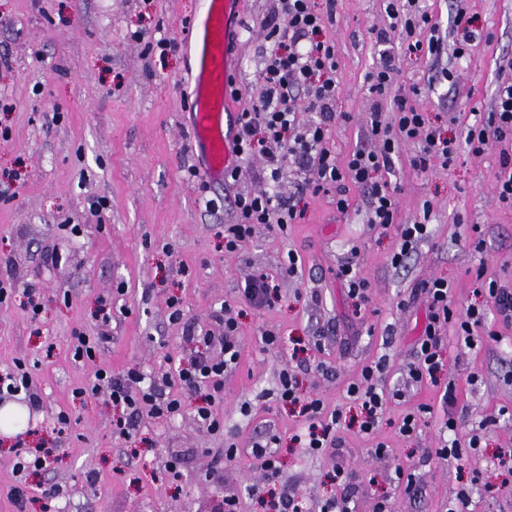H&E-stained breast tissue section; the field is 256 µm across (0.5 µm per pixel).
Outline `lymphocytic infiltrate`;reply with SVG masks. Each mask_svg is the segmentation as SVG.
<instances>
[{
    "instance_id": "1",
    "label": "lymphocytic infiltrate",
    "mask_w": 512,
    "mask_h": 512,
    "mask_svg": "<svg viewBox=\"0 0 512 512\" xmlns=\"http://www.w3.org/2000/svg\"><path fill=\"white\" fill-rule=\"evenodd\" d=\"M388 26L375 29V42L381 47L379 60L364 75V84L373 99L366 121L373 148L357 149L346 158H338L330 145V132L349 123L351 113L340 112L336 102L341 89L336 79L339 64L334 42L322 39L325 24L336 17V0H325L324 10H315L311 0H277L264 20V66L259 74V86L254 98L245 103L237 114L235 150L237 156H260L265 163L269 189L258 193L240 194L235 202L237 220L227 225L224 251L239 253L249 242L253 228L268 225L286 231L288 225L302 217L297 202L307 193L332 197L338 212H347L350 200L347 183L363 188L366 194L368 223L389 228L397 226L399 244L390 263L400 266L410 253L430 237L428 226L433 205L424 201L422 211L410 223L397 224L399 184L388 181L396 159L403 156L405 147H413L407 156L410 167L426 171L432 163L449 168L455 161L459 146L469 154L479 156L490 147H497L500 170L497 189L502 200L512 202V79L499 81L492 112L469 125L464 141L443 136L440 125L432 123L427 113L414 106L410 98L397 91L399 75L395 55L389 44L401 39L409 54L419 59L439 56L444 48L437 26L417 0H386ZM305 90L306 103L298 105L296 90ZM311 112V120H301V112ZM298 164L307 176L295 182L291 193L279 190L278 184L288 164ZM475 292L486 302L485 307L470 306L460 311L453 306L452 286L446 278L434 277L421 286L427 302L424 328L414 345V356L408 365L407 380L415 385L425 383L438 387L442 405L453 406L457 399L454 382H441L448 361L443 355L448 331L472 337L483 330L485 338L499 340V330L484 327L485 309L493 307L503 327H512V289L487 277L485 267L473 273ZM215 322L221 334L205 332L191 335L196 355L188 364L178 365L166 374L161 383L147 382L143 371L136 366L114 375L107 369H97L96 386L108 389L117 413L112 420L114 435L128 438L138 427L141 418L168 420L193 411L195 419L212 433L224 429V420L217 407L222 401L224 378L240 361L237 340L238 322L225 313H217ZM219 347L220 356H211L212 347ZM386 358L364 366L346 389L349 400L361 415L359 430L375 434L383 422L389 402L401 400L402 389H383L382 375ZM279 400L296 410L303 427L294 435V442L315 452L337 447L338 432L346 421L341 409L327 410L321 398H305L298 391V379L290 368L278 375ZM208 392L201 405L190 406L189 392L200 384ZM460 425L448 418L442 425L433 455L443 461H461L476 455L481 437L472 434L460 440ZM263 512H355V502L348 495L326 499L317 508L307 500L293 497L289 501L275 495L258 498Z\"/></svg>"
}]
</instances>
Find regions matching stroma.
Returning a JSON list of instances; mask_svg holds the SVG:
<instances>
[{"mask_svg":"<svg viewBox=\"0 0 512 512\" xmlns=\"http://www.w3.org/2000/svg\"><path fill=\"white\" fill-rule=\"evenodd\" d=\"M439 28L445 48L422 62L397 53L403 93L419 87L414 102L432 117L455 116L450 136L463 138L477 115L491 111L499 67L512 59V0H420ZM385 0H337L336 18L323 35L336 44L340 112L350 123L334 128L330 145L338 157L371 145L365 120L372 100L365 72L378 59L372 28L388 23ZM272 0H243L232 73L242 97L256 89L263 66L261 22ZM465 7L478 40L463 58L452 50L457 7ZM203 0H0V273L11 272L12 302L0 305V370L21 358L37 377V399L22 437L33 448H61L65 457L28 477L26 507H18L19 484L10 459L13 438L0 436V512H213L219 499L234 498L240 512H258L248 493L257 478L249 449L266 432L280 437L285 475L275 493L310 498L337 494L330 477L337 466L352 474L357 512H374L386 502L391 512H443L466 487L471 470L484 486L469 494L470 512H512V471L498 464L500 449L512 448V329L501 342L467 346L448 335L445 353L458 402L447 409L432 387L406 386L407 365L427 304L417 288L445 277L458 307L475 303L470 271L487 272L512 285V203L497 190L498 151L475 157L460 149L450 168L411 170L399 158L387 179L400 183L398 224L410 222L423 201H431L429 240L402 267L389 256L398 243L396 227L368 224L364 194L350 185L352 206L339 213L330 198L305 196L303 217L286 233L258 224L237 254L224 252V227L235 221L234 196L258 191L260 163L239 161L234 185L193 177L198 167L186 108L190 62L183 34L201 13ZM164 38L167 50L149 49ZM449 69L456 86L431 84ZM105 200L94 215L90 205ZM484 239L474 248L471 225ZM300 258L297 277L280 267L288 252ZM58 261H51V254ZM356 261L371 284L372 301L356 309L336 277L338 267ZM262 269L274 276L272 306L243 309L238 317L240 362L224 380V435H213L192 414L171 420H143L122 440L112 434L108 392L81 399L73 393L94 382V366L113 374L137 365L161 381L173 362H188L194 346L188 330L214 328V314L233 302L246 278ZM36 291L40 322L30 321L25 294ZM178 299L183 318L169 319L167 302ZM112 302L109 342L95 362L73 359L74 331L94 333L102 300ZM270 330L279 343L263 349ZM388 356L386 386H406L405 404L389 403L379 435L390 446L379 458L371 438L354 426L341 427L338 449L310 454L293 442L301 422L276 398L278 372L291 365L304 396L321 397L328 408L354 415L347 384L363 366ZM326 372H318V365ZM427 402L434 412L411 438L396 435L391 420L405 405ZM70 425L58 432L56 417ZM460 420V435L480 430L479 453L465 465L432 456L447 416ZM239 448L223 466V479H206L204 449L221 450L225 438ZM181 453L177 474L166 469L168 449ZM410 466L417 490L406 493L393 481L397 465ZM55 484L52 503L39 495Z\"/></svg>","mask_w":512,"mask_h":512,"instance_id":"stroma-1","label":"stroma"}]
</instances>
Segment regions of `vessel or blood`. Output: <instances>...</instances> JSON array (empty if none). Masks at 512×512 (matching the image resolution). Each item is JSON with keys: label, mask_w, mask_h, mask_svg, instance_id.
Wrapping results in <instances>:
<instances>
[{"label": "vessel or blood", "mask_w": 512, "mask_h": 512, "mask_svg": "<svg viewBox=\"0 0 512 512\" xmlns=\"http://www.w3.org/2000/svg\"><path fill=\"white\" fill-rule=\"evenodd\" d=\"M237 0H204L198 19L189 25L193 54L188 89L193 113L192 134L200 169L210 182L222 181L235 165L236 117L230 97L228 31L236 14Z\"/></svg>", "instance_id": "vessel-or-blood-1"}]
</instances>
